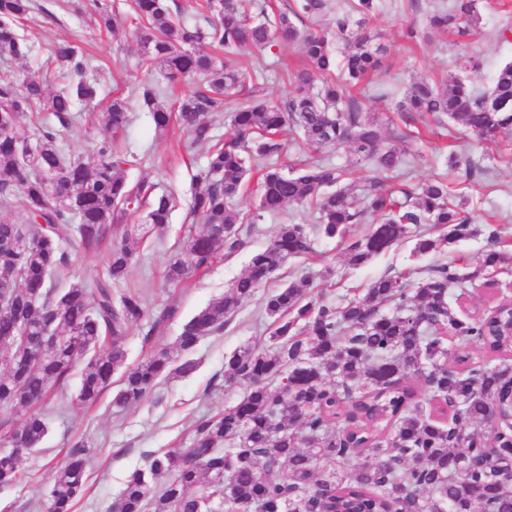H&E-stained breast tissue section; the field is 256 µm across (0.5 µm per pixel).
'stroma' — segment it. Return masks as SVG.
<instances>
[{"instance_id":"obj_1","label":"stroma","mask_w":512,"mask_h":512,"mask_svg":"<svg viewBox=\"0 0 512 512\" xmlns=\"http://www.w3.org/2000/svg\"><path fill=\"white\" fill-rule=\"evenodd\" d=\"M43 11L35 12L22 33L32 47L29 58L0 62L19 77L42 80L50 90H58L57 64L51 49L57 42L70 40L85 47L94 57V78L100 84L90 103L78 105L76 120L61 143L67 157L95 162L93 147L98 140L112 138L124 154L125 173L130 181H146L154 194L172 196L175 208L164 234L146 232L145 210L127 214L122 228L139 237L140 248L125 285L139 290L147 299L150 318H159L157 328L148 321L132 326L124 341L127 366H135L156 348L172 344L183 323L212 299L222 296L231 282L244 273L252 252L267 247L274 239L280 220L315 225L316 213L307 206L289 205L282 218H265L244 233V248L236 255L220 257L206 270L182 285L166 281V267L189 235L199 233L201 224L190 213L192 176L206 161V147L186 155L178 146L180 130H156L150 112L142 101L145 72L141 66L144 47L133 23L114 30L101 27L86 0H39ZM482 24L476 35L461 38L450 34L433 42L410 41L402 34L405 24L413 21L409 0H398L396 7L376 15L373 26L385 47L382 66L368 80L359 100L362 110L377 117L384 136L403 121L395 104L405 88L415 79H441L459 71L468 58L479 59L481 70L474 80L490 87L498 68L512 61V37L501 38L500 31L512 29V0H478ZM269 65L262 87L269 101L288 99L295 86L283 70L284 65H298L301 46L276 43L263 54ZM123 99L129 110V123L119 133L103 125L102 115L113 99ZM407 183H426L447 175L452 193L464 198L478 233L448 245L443 250L423 256L413 253V242L406 241L366 265L353 268L345 260L340 240L315 235L314 248L307 256L289 259L275 276L257 290L239 309L224 330L205 337L195 351L197 370L188 377L172 376L161 380L141 404L126 409L113 407L111 395H104L91 412L76 408L61 409L52 399L37 406L44 416L48 432L40 446L21 459L23 480L0 487V512H31L35 501L49 485L58 467L76 441L87 447L89 491L77 512H107L123 487L127 474L142 461L144 454L159 449L186 447L196 421L205 415L222 412L235 405L244 394L238 384L225 383L224 359L248 344H268L271 321L264 313V299L276 288L303 279L320 281L325 269L334 275L323 288L325 303L344 305L353 296L364 294L369 283L381 276L402 277L408 285L425 276L428 268L439 263H454L471 277L456 308L473 315L500 300L512 299V135L492 141H477L461 128L445 133L442 128L424 129L422 138L403 145ZM459 159L492 162L491 173L467 179L463 169L451 168L450 155ZM499 229L500 249L506 255L498 268L482 270V258L488 248V233Z\"/></svg>"}]
</instances>
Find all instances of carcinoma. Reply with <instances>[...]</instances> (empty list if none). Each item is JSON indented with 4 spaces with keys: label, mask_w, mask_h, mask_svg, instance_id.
Segmentation results:
<instances>
[{
    "label": "carcinoma",
    "mask_w": 512,
    "mask_h": 512,
    "mask_svg": "<svg viewBox=\"0 0 512 512\" xmlns=\"http://www.w3.org/2000/svg\"><path fill=\"white\" fill-rule=\"evenodd\" d=\"M93 2L105 27L122 22L108 0ZM328 8L327 0H293L283 10L263 3L254 17L241 0H199L201 25L187 22L169 0H130L129 15L147 49L146 75L157 70L170 83L203 77L172 111L158 103L168 87L148 85L142 92L156 129L175 122L186 135L185 150L209 146L206 165L193 176L191 202L203 230L170 259L171 283L190 279L221 253L235 254L244 246L242 225L258 224L289 204L313 207L318 232L344 243L352 267L412 237L421 224L445 233L416 238L417 255L475 234L445 178L386 189L377 179L357 186L347 181L346 169L315 158L291 175L279 168L286 132L314 152L346 146L383 173L404 163L403 153L383 140L380 126L362 114L352 94L381 66L384 46L371 26L380 0H352L336 13L334 29H315ZM35 11H44L36 0H0V58L28 56L21 25ZM425 17L422 31L414 22L406 26L407 38L465 37L479 30L477 0L428 4ZM299 21L312 28L300 31ZM335 40L349 44L340 58ZM278 41L299 42L306 62L291 75L295 93L273 104L260 94L265 61L245 66L239 56ZM204 42L224 50V60L203 51ZM53 56L62 84L56 93L40 80L26 78L19 85L0 74V202L24 216L19 223L0 222V289H9L0 305V349L8 348L0 352V409L47 399L83 356L87 363L72 404L95 406L120 370L113 404L128 408L143 402L158 380L193 374L199 340L222 330L288 259L309 254L311 239L303 224L279 225L271 244L251 255L246 273L185 321L173 346L123 369V341L149 313L141 293L114 290L135 257L129 234L117 235L116 222L144 207L150 230L160 232L169 224L172 200L152 195L143 181H128L126 160L110 141L95 146L93 165L64 158L58 140L75 106L96 97L98 82L89 78L90 64L78 44L60 43ZM479 68L471 58L461 73L413 83L397 111L431 114L440 123L447 118L479 141L511 135L512 62L499 68L486 90L469 76ZM230 104L237 135L216 142L208 114ZM33 110L51 113L56 124L42 128L37 149L25 157L18 149V120ZM103 119L114 133L124 129V100L113 99ZM257 166L260 195L254 212L243 214L233 200ZM56 172L60 187L52 189L45 175ZM355 224L369 229L352 238ZM109 236L106 277L90 286L52 284L53 277L72 276L74 258ZM470 279L441 263L413 288L398 276L381 277L343 307L324 303L310 281L305 288L292 283L276 289L264 303L272 319L270 346L248 345L224 360V381L244 386L243 398L199 419L180 452L147 454L109 512H204L207 500L224 505L223 512H512V480H490L481 467L492 439L481 426L512 384V369L494 364V355L512 353V307L505 303L492 317L460 318L448 301L449 289ZM382 306L390 312L380 313ZM21 324L32 336L50 331L57 339L43 349L26 348L17 335ZM475 350L486 357L474 360ZM450 356L454 367L445 363ZM411 374L424 379L429 401L453 399L452 422L417 399L407 383ZM7 425L10 450L0 453V485L22 481V453L39 447L47 433L39 414L0 427ZM85 453L83 444H74L34 508L75 512L87 491ZM356 457L362 462L352 463ZM324 460L335 462L336 470L320 476Z\"/></svg>",
    "instance_id": "obj_1"
}]
</instances>
